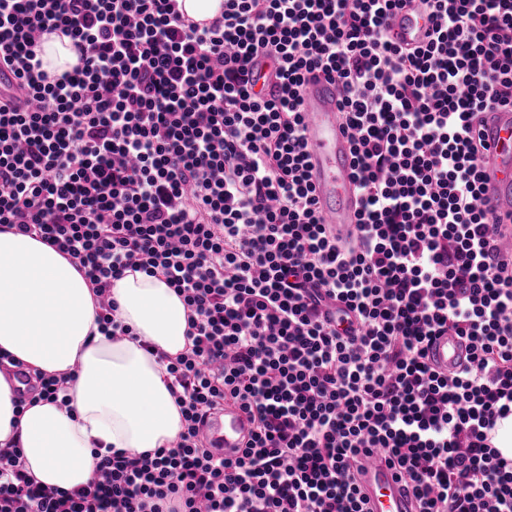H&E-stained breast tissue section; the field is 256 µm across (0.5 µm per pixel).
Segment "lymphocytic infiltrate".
Listing matches in <instances>:
<instances>
[{
	"label": "lymphocytic infiltrate",
	"mask_w": 512,
	"mask_h": 512,
	"mask_svg": "<svg viewBox=\"0 0 512 512\" xmlns=\"http://www.w3.org/2000/svg\"><path fill=\"white\" fill-rule=\"evenodd\" d=\"M411 0H0V230L63 254L106 335L111 286L162 277L189 310L163 356L176 446L96 454L85 487H45L0 449V512H367L360 458L383 450L416 512H512V258L481 207L480 113L512 107V0H424L431 36L385 32ZM69 38L72 69L40 37ZM272 78L256 92V74ZM336 83L359 196L324 224L307 175L302 87ZM458 336L466 360L428 348ZM249 416L215 458L209 414ZM191 17L197 21H209L220 15L221 0H180ZM186 10H184L185 14ZM44 52V60L47 62L46 69L49 72L62 71L77 63V57L70 49L69 39L66 37L61 39L54 34L51 35L50 39L44 43ZM432 356L435 364L442 370H454L464 356V348L457 336H439L432 345Z\"/></svg>",
	"instance_id": "lymphocytic-infiltrate-1"
}]
</instances>
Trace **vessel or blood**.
Wrapping results in <instances>:
<instances>
[{
  "instance_id": "obj_1",
  "label": "vessel or blood",
  "mask_w": 512,
  "mask_h": 512,
  "mask_svg": "<svg viewBox=\"0 0 512 512\" xmlns=\"http://www.w3.org/2000/svg\"><path fill=\"white\" fill-rule=\"evenodd\" d=\"M426 11L421 0L396 11L390 34L404 47L425 41ZM339 95L323 77L308 79L303 87L305 138L309 145L308 172L324 223L344 233L357 221L358 196L352 178L350 143L342 131ZM480 132L489 146L482 159V192L485 206L507 225L512 242V108H496L480 117ZM435 364L444 371L456 369L464 356L458 337H438L432 345ZM250 431L247 414L225 405L214 413L204 432L215 454L234 458L241 454ZM359 484L370 512H412V496L398 481L383 453L365 464Z\"/></svg>"
}]
</instances>
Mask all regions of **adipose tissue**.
<instances>
[{
    "label": "adipose tissue",
    "instance_id": "obj_1",
    "mask_svg": "<svg viewBox=\"0 0 512 512\" xmlns=\"http://www.w3.org/2000/svg\"><path fill=\"white\" fill-rule=\"evenodd\" d=\"M112 297L130 335L99 332L93 291L65 256L0 232V353L65 377L70 401L20 405L15 382L0 372V448L21 449L27 474L44 485L85 486L95 451L143 454L171 445L183 429L159 359L187 345L183 299L140 271L113 281Z\"/></svg>",
    "mask_w": 512,
    "mask_h": 512
}]
</instances>
